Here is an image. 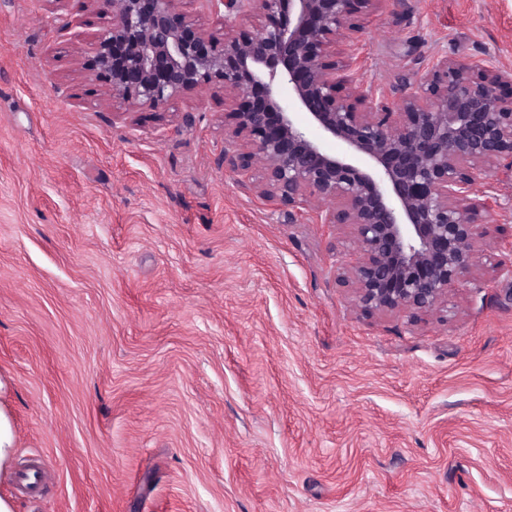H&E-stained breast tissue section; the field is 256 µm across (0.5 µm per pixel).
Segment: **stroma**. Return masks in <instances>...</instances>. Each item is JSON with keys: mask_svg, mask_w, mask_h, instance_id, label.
<instances>
[{"mask_svg": "<svg viewBox=\"0 0 512 512\" xmlns=\"http://www.w3.org/2000/svg\"><path fill=\"white\" fill-rule=\"evenodd\" d=\"M0 0V414L15 512H512V277L369 314L348 228L224 163V90L152 112ZM390 99L432 61L512 70V0H388Z\"/></svg>", "mask_w": 512, "mask_h": 512, "instance_id": "1", "label": "stroma"}]
</instances>
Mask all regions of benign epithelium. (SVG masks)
Listing matches in <instances>:
<instances>
[{
	"mask_svg": "<svg viewBox=\"0 0 512 512\" xmlns=\"http://www.w3.org/2000/svg\"><path fill=\"white\" fill-rule=\"evenodd\" d=\"M222 13L209 34L176 11L174 0H96L103 26L92 66L112 70V95L155 111L219 84L234 100L224 113V163L254 181L267 163L260 197L333 207L316 224L350 228L365 260H333L355 301L378 312L427 310L478 281L484 228L500 199L473 196L491 170L512 178V72L480 58L443 56L426 80L390 101L363 67L366 19L387 0H197ZM262 18L256 28L244 18ZM91 21L70 15L56 27L80 40ZM288 84L294 103L282 100ZM263 88L279 119L271 131L252 90ZM305 115L296 121L292 107ZM330 140L344 145L336 156ZM499 272L512 276V240L494 246Z\"/></svg>",
	"mask_w": 512,
	"mask_h": 512,
	"instance_id": "obj_1",
	"label": "benign epithelium"
}]
</instances>
